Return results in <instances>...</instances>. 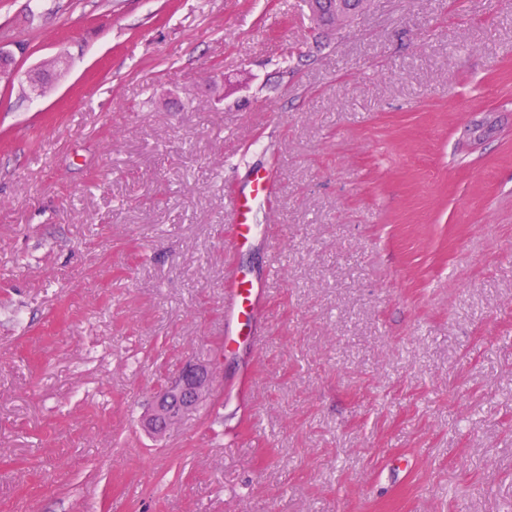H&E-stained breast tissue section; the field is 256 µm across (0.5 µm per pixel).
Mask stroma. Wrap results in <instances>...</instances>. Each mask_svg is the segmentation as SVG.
Wrapping results in <instances>:
<instances>
[{"mask_svg":"<svg viewBox=\"0 0 512 512\" xmlns=\"http://www.w3.org/2000/svg\"><path fill=\"white\" fill-rule=\"evenodd\" d=\"M0 46V512H512V0H0ZM341 1L339 0H309L307 1V6L311 13L312 18L317 22H323L328 17L339 18H348L355 13L360 2L362 1H343L344 8L340 14H336V9L342 6ZM268 180L266 172L256 170L251 181L248 193L237 196L232 202V222L228 224L231 231L233 246L244 245L249 239L255 237V225L252 223L255 208L268 197ZM258 302V289L242 279L234 265L230 264L224 279V317L249 316ZM210 392V377L205 368L189 366L156 399L153 413L146 419L148 431L163 435L188 410L195 408Z\"/></svg>","mask_w":512,"mask_h":512,"instance_id":"stroma-1","label":"stroma"}]
</instances>
